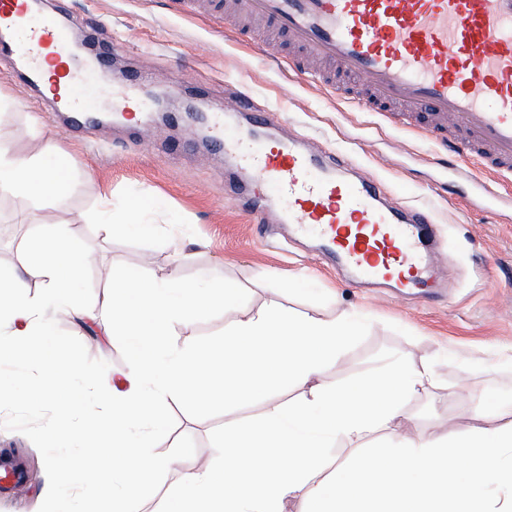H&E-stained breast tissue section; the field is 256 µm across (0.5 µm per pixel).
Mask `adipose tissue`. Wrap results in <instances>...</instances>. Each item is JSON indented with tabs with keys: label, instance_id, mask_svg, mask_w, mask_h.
I'll use <instances>...</instances> for the list:
<instances>
[{
	"label": "adipose tissue",
	"instance_id": "1",
	"mask_svg": "<svg viewBox=\"0 0 512 512\" xmlns=\"http://www.w3.org/2000/svg\"><path fill=\"white\" fill-rule=\"evenodd\" d=\"M66 180L62 165H44L36 158H21L9 139L0 138V192L32 195L41 200L55 197Z\"/></svg>",
	"mask_w": 512,
	"mask_h": 512
}]
</instances>
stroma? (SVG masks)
<instances>
[{"mask_svg": "<svg viewBox=\"0 0 512 512\" xmlns=\"http://www.w3.org/2000/svg\"><path fill=\"white\" fill-rule=\"evenodd\" d=\"M69 30L94 34L96 42L118 43L113 54L126 70L146 63L180 79L181 87H204L208 97L237 88L256 103L278 110L272 137H291L315 149L353 152L380 177L387 193L429 210L452 280L435 300L390 299L380 289L360 288L323 266L314 238L293 236L287 226L264 232L230 200L238 170L222 153L202 145L189 127L173 130L145 119L67 129V115L53 111L0 64V92L13 106L0 112V137L16 153L45 164L67 159L71 177L54 200L0 193V262L10 266L28 295L46 284L44 274L21 255L26 236L38 224L66 228L87 242L95 304L72 315L64 331L89 355L109 364L107 379L126 387L127 365L100 304L115 265L125 263L161 279L219 275L244 287L248 308L279 306L292 313L336 318L345 313L370 319L366 340L328 368L329 382L370 368L383 349L412 365H433L434 379L410 397L401 414L380 433L412 442L472 430L475 413L486 407V425L499 424V405L512 402V370L501 356L512 352V203H488L469 190L447 148L391 123L380 114L323 94L310 71L292 70L262 39L241 31L236 19L201 11L176 12L171 0H69ZM113 207L148 203L152 235L104 223L103 200ZM466 361L480 371L463 369ZM310 386L222 416L196 420L176 412V426L158 446L168 452L178 436L190 435L197 452L214 456L211 431L222 424L265 415L270 409L307 398ZM0 451L20 461L28 475L19 490L0 489V512H38L48 490L42 456L22 433L0 425Z\"/></svg>", "mask_w": 512, "mask_h": 512, "instance_id": "stroma-1", "label": "stroma"}]
</instances>
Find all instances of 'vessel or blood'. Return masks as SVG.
I'll return each mask as SVG.
<instances>
[{
    "mask_svg": "<svg viewBox=\"0 0 512 512\" xmlns=\"http://www.w3.org/2000/svg\"><path fill=\"white\" fill-rule=\"evenodd\" d=\"M55 14L34 15L32 0H0V61L26 84L44 89L72 129L92 126L93 104L81 94L89 73L73 58L68 32ZM242 12L337 70L321 90L367 112L412 125L427 114L428 132L443 146L463 145L464 180L488 192L486 175L512 183V0H237ZM56 62L45 79L42 58ZM144 68L112 94V109L140 104L139 89L159 82ZM212 143L244 173L231 199L258 224H284L315 237L320 253L370 288L434 295L439 286L433 220L424 210L387 201L381 182L349 155L312 152L293 139L253 147L256 132L278 113L239 95L235 109L249 127L224 136V104L207 101Z\"/></svg>",
    "mask_w": 512,
    "mask_h": 512,
    "instance_id": "obj_1",
    "label": "vessel or blood"
}]
</instances>
